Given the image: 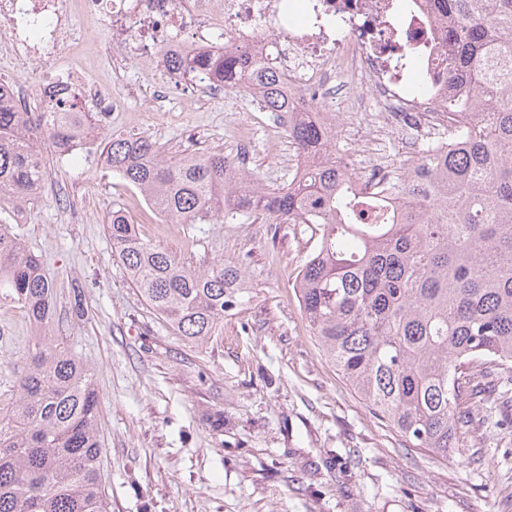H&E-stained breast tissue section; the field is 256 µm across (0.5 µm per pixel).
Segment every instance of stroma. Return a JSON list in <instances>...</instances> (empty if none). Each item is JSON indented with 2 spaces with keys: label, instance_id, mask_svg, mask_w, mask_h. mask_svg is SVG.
<instances>
[{
  "label": "stroma",
  "instance_id": "stroma-1",
  "mask_svg": "<svg viewBox=\"0 0 512 512\" xmlns=\"http://www.w3.org/2000/svg\"><path fill=\"white\" fill-rule=\"evenodd\" d=\"M84 40L58 62L0 64L32 111L38 86L63 68L110 85L119 109L87 147L41 151L38 197L11 209V230L40 256L57 293L59 334L87 364L102 398L100 471L109 512H512V431L495 410L469 400L472 421L441 458L408 443L376 417L327 362L294 283L315 241L291 224H171L113 176L102 153L114 136H150L175 152L221 151L263 174L291 178L284 115L226 94L207 103L174 94L166 111L129 98L150 84L146 62L117 71L105 26L75 16ZM362 116L343 119L337 144L350 168L369 162ZM122 207L139 236L185 264H241L246 300L224 313L208 344L185 341L150 310L112 253L106 225ZM33 328L0 297V359Z\"/></svg>",
  "mask_w": 512,
  "mask_h": 512
}]
</instances>
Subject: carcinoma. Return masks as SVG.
<instances>
[{"label": "carcinoma", "instance_id": "cac0c4a2", "mask_svg": "<svg viewBox=\"0 0 512 512\" xmlns=\"http://www.w3.org/2000/svg\"><path fill=\"white\" fill-rule=\"evenodd\" d=\"M452 28L448 72L458 121L448 149L432 142L391 172L390 186L360 194L362 175L336 161L342 124L307 113L288 139L314 165L296 184L267 185L222 152L170 155L148 136L114 137L112 173L171 224H303L316 237L298 273L299 301L324 357L375 415L414 448L448 456L471 421L459 375L505 379L512 404V0H432ZM230 92L264 112L285 99L274 70H254L232 48L213 60ZM71 112H20L0 100V204L40 192L39 145L65 152ZM107 233L146 305L190 343L218 335L224 311L244 302V270L216 259L192 268L143 241L126 213ZM0 290L20 305L33 336L0 371L16 397L0 409V512H107L90 369L61 345L56 293L38 256L0 224Z\"/></svg>", "mask_w": 512, "mask_h": 512}]
</instances>
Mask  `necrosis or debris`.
Wrapping results in <instances>:
<instances>
[{"label": "necrosis or debris", "instance_id": "4bbe7bcc", "mask_svg": "<svg viewBox=\"0 0 512 512\" xmlns=\"http://www.w3.org/2000/svg\"><path fill=\"white\" fill-rule=\"evenodd\" d=\"M0 0V57L47 63L77 42L74 15L101 21L114 69L131 56L150 66L155 111L170 91L224 94L206 61L218 42L246 53L251 65L274 66L290 111L332 124L348 112L378 113L384 126L404 125L433 139L450 123L443 101L455 88L442 38L447 24L429 0ZM197 60L182 73L174 61ZM49 112L115 111L111 86L89 84L76 68L45 82Z\"/></svg>", "mask_w": 512, "mask_h": 512}]
</instances>
